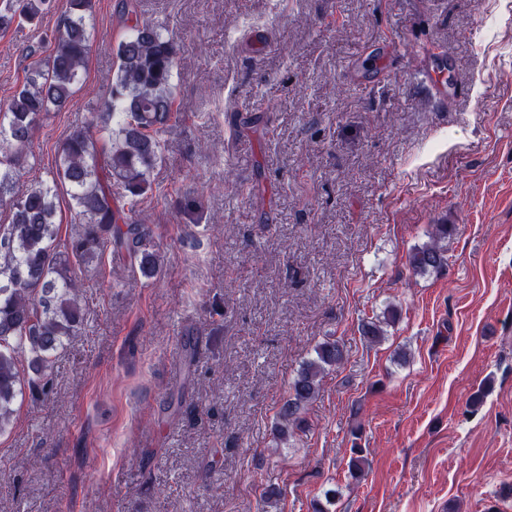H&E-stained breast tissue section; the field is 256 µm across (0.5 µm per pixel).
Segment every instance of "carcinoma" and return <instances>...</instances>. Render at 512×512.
<instances>
[{"label": "carcinoma", "instance_id": "carcinoma-1", "mask_svg": "<svg viewBox=\"0 0 512 512\" xmlns=\"http://www.w3.org/2000/svg\"><path fill=\"white\" fill-rule=\"evenodd\" d=\"M49 0H6L0 30L39 23ZM92 0H69L68 13L51 56L31 63L23 84L0 106V202L10 205L0 224V432L12 422L17 400L52 390L50 363L84 322L74 270L103 266L106 252L125 254L146 278L160 275L163 262L150 244L135 204L152 190L150 176L163 160L162 135L178 119L174 77L180 45L164 26L122 5L126 34L115 47L117 71L105 78L102 111L72 127L59 147L51 180L15 192L33 156L35 133L48 113L62 109L80 82L91 49L86 17ZM70 199L82 232L63 248L55 245L59 191ZM453 224H435L429 241L408 257L415 273L448 264L446 242ZM363 339L384 338L380 322L362 326ZM289 386L280 409L278 438L305 424L303 414L318 397L326 370L343 363V346L325 340L314 348ZM367 463L352 449L350 476L360 478Z\"/></svg>", "mask_w": 512, "mask_h": 512}]
</instances>
